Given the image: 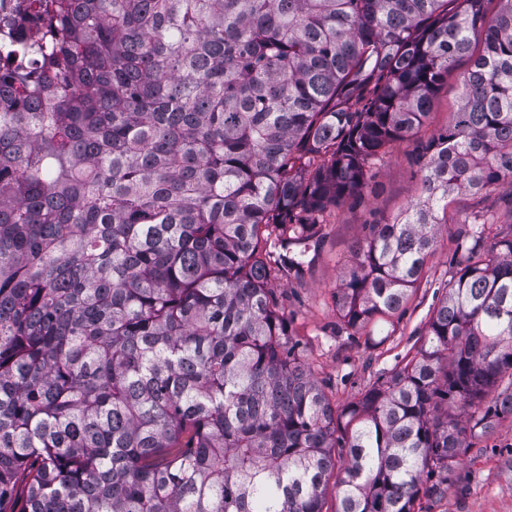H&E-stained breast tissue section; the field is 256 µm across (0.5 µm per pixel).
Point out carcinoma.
Returning <instances> with one entry per match:
<instances>
[{
    "mask_svg": "<svg viewBox=\"0 0 512 512\" xmlns=\"http://www.w3.org/2000/svg\"><path fill=\"white\" fill-rule=\"evenodd\" d=\"M491 2L26 4L0 60V512L22 476L21 512H324L334 472L336 512H416L465 447L448 409L512 372V225L460 229L419 351L341 413L268 282L463 58L418 197L353 245L342 323L397 312L455 197L512 184ZM501 413L512 393L476 424Z\"/></svg>",
    "mask_w": 512,
    "mask_h": 512,
    "instance_id": "cac0c4a2",
    "label": "carcinoma"
}]
</instances>
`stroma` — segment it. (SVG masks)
I'll return each mask as SVG.
<instances>
[{"label": "stroma", "instance_id": "obj_1", "mask_svg": "<svg viewBox=\"0 0 512 512\" xmlns=\"http://www.w3.org/2000/svg\"><path fill=\"white\" fill-rule=\"evenodd\" d=\"M468 67L463 60L449 72L418 132L374 162L361 197L321 214L320 236L300 271L269 284L289 323L297 354L310 364L336 409L357 401L415 356L456 270L457 228L475 220L502 229L512 224V187L457 196L448 208L447 224L437 233L434 252L402 308L354 329L340 322L335 295L355 264L352 244L367 234L369 225L391 220L418 196L421 155L432 136L452 124ZM419 508L420 512H512L511 414L495 417L488 431L468 436L440 492L422 498Z\"/></svg>", "mask_w": 512, "mask_h": 512}]
</instances>
